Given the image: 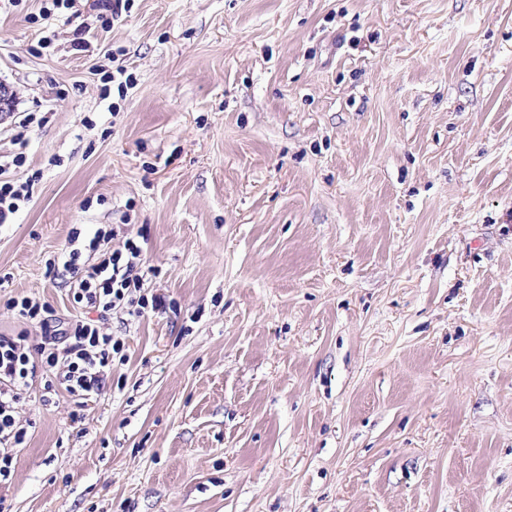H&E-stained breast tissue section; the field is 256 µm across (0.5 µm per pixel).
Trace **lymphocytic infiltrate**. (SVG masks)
Instances as JSON below:
<instances>
[{
  "mask_svg": "<svg viewBox=\"0 0 512 512\" xmlns=\"http://www.w3.org/2000/svg\"><path fill=\"white\" fill-rule=\"evenodd\" d=\"M26 162L24 154H16L11 160L15 169L11 176L0 167V224L9 223L32 198L35 176H16ZM111 237V230L98 228L81 249L77 246L79 231L71 230L67 246L51 260V269L60 268L72 275L70 292L74 302L104 313L125 305L134 315L149 307H162L163 297L147 299L139 293L142 247L129 240L123 249L113 250L108 246ZM9 306L21 319L40 328L42 341L31 347L27 333L0 335V483L11 477L14 457L10 444L22 443L25 436L16 409L34 378H44L45 390L59 387L83 399L104 388L112 360L122 352L120 342L93 323L76 319L62 331L52 330L45 317L47 306L38 299L23 296L12 299Z\"/></svg>",
  "mask_w": 512,
  "mask_h": 512,
  "instance_id": "obj_1",
  "label": "lymphocytic infiltrate"
}]
</instances>
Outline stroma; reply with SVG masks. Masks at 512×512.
Listing matches in <instances>:
<instances>
[{
    "label": "stroma",
    "mask_w": 512,
    "mask_h": 512,
    "mask_svg": "<svg viewBox=\"0 0 512 512\" xmlns=\"http://www.w3.org/2000/svg\"><path fill=\"white\" fill-rule=\"evenodd\" d=\"M44 5L0 0V334L36 297L124 359L33 382L7 512H512V0ZM102 226L165 307L47 274ZM26 162L23 152L16 154L9 163V167H14V173L6 177H3L6 170L0 164V224H9L13 215L32 198L33 185L39 173H32L24 181L22 177L16 178V172L23 169Z\"/></svg>",
    "instance_id": "stroma-1"
}]
</instances>
